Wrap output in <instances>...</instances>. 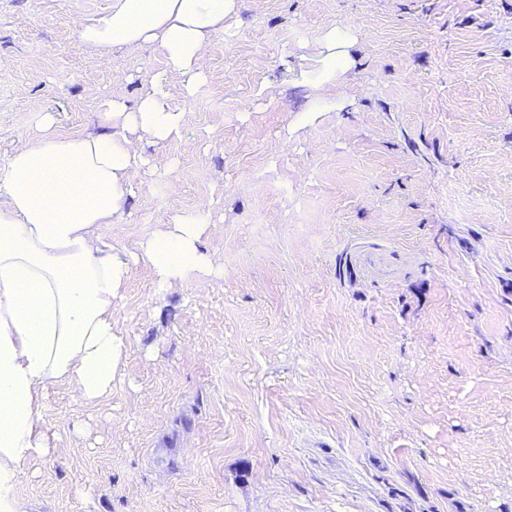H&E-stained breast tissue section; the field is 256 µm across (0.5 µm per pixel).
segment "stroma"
<instances>
[{"mask_svg":"<svg viewBox=\"0 0 512 512\" xmlns=\"http://www.w3.org/2000/svg\"><path fill=\"white\" fill-rule=\"evenodd\" d=\"M110 2L0 0V164L163 69L78 42ZM345 25L358 76L312 111L297 78ZM198 66L104 235L204 211L224 275L133 263L112 393L51 390L27 512H512V0H239Z\"/></svg>","mask_w":512,"mask_h":512,"instance_id":"stroma-1","label":"stroma"}]
</instances>
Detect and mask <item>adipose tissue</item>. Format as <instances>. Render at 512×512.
Listing matches in <instances>:
<instances>
[{"instance_id":"1","label":"adipose tissue","mask_w":512,"mask_h":512,"mask_svg":"<svg viewBox=\"0 0 512 512\" xmlns=\"http://www.w3.org/2000/svg\"><path fill=\"white\" fill-rule=\"evenodd\" d=\"M238 0H112L102 15L79 24L77 40L101 53L116 47H157L166 67L149 77L134 106L119 99L99 107V130L60 135L51 113H40L37 137L19 142L0 165V512H25L17 494L22 469L46 455L40 424L50 389L65 385L88 406L112 392L126 344L113 303L131 275V259L102 234L134 194L140 157L132 141L180 137L186 113L171 108L166 88L186 92L201 81L198 59L223 30ZM350 27L324 33L315 74L300 82L324 85L356 79ZM207 229L197 216H175L145 235L140 260L157 287L218 274L200 248Z\"/></svg>"}]
</instances>
